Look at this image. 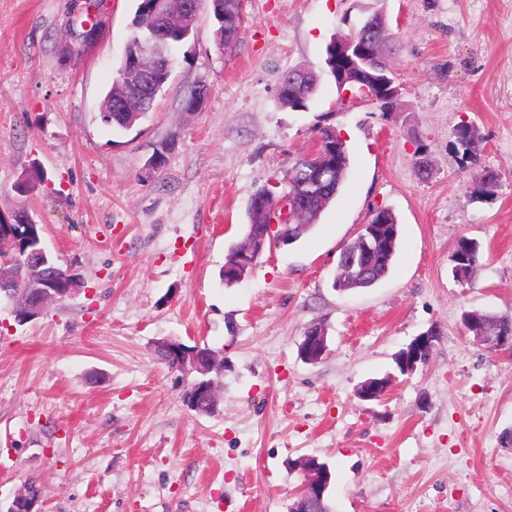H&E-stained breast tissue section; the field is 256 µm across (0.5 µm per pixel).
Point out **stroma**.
Masks as SVG:
<instances>
[{
    "mask_svg": "<svg viewBox=\"0 0 512 512\" xmlns=\"http://www.w3.org/2000/svg\"><path fill=\"white\" fill-rule=\"evenodd\" d=\"M136 7L107 0L99 43L66 62L71 0H0V216L26 209L80 281L23 325L0 300V512L31 479L42 512H288L305 479L288 463L307 457L333 471L332 512H512V347L462 323L512 316V0H243L228 49L204 5L149 117L113 131L97 112ZM378 9L403 96L393 112L337 110L326 47ZM298 67L323 76L305 112L275 99ZM199 84L210 95L185 112ZM324 113L351 156L341 192L225 287L251 195L309 148ZM463 120L500 175L482 203L452 150ZM165 142V167L147 173ZM379 207L399 224L393 271L335 290L340 248ZM462 236L484 248L469 283L450 274ZM313 324L329 341L315 365L299 355ZM430 329L429 359L401 374L396 354ZM165 338L223 350L218 413L187 407L157 356ZM383 376L381 401L358 399Z\"/></svg>",
    "mask_w": 512,
    "mask_h": 512,
    "instance_id": "1",
    "label": "stroma"
}]
</instances>
